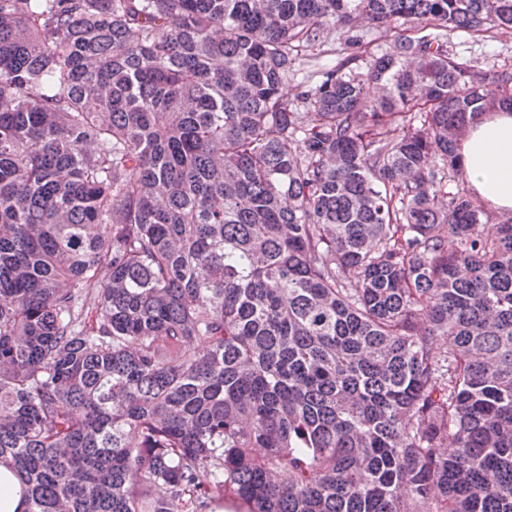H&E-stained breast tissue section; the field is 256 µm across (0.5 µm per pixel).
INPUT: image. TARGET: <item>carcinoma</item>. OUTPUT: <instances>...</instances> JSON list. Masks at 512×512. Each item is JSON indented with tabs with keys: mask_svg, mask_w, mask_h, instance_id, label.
Segmentation results:
<instances>
[{
	"mask_svg": "<svg viewBox=\"0 0 512 512\" xmlns=\"http://www.w3.org/2000/svg\"><path fill=\"white\" fill-rule=\"evenodd\" d=\"M492 28L512 0H0L21 512H512V220L458 153L512 68L448 53Z\"/></svg>",
	"mask_w": 512,
	"mask_h": 512,
	"instance_id": "obj_1",
	"label": "carcinoma"
}]
</instances>
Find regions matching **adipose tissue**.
<instances>
[{
	"instance_id": "obj_1",
	"label": "adipose tissue",
	"mask_w": 512,
	"mask_h": 512,
	"mask_svg": "<svg viewBox=\"0 0 512 512\" xmlns=\"http://www.w3.org/2000/svg\"><path fill=\"white\" fill-rule=\"evenodd\" d=\"M471 193L498 212H512V111L501 108L469 128L459 146Z\"/></svg>"
}]
</instances>
